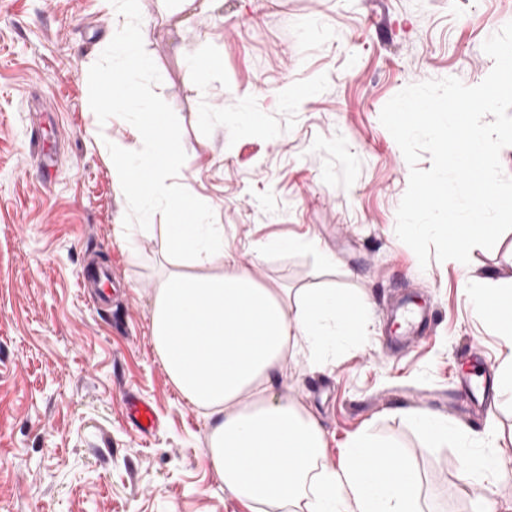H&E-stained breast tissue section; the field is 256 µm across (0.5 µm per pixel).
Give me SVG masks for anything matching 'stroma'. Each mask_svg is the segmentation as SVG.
Masks as SVG:
<instances>
[{"label": "stroma", "mask_w": 512, "mask_h": 512, "mask_svg": "<svg viewBox=\"0 0 512 512\" xmlns=\"http://www.w3.org/2000/svg\"><path fill=\"white\" fill-rule=\"evenodd\" d=\"M119 20L118 0H0V512H248L151 340V292L173 262L157 230L166 212L138 229L111 177L127 107L88 108L91 73L117 62ZM511 21L512 0H139L152 62L140 94L167 112L182 154L167 194L205 203L265 283L367 302L363 336L322 363L290 357L278 390L324 430L323 467L372 432L414 464L428 512H472L487 493L512 512V401L473 427L475 449L501 464L488 489L464 487L458 443H430L401 416L463 425L451 400L463 355L477 345L499 369L473 289L512 286V230L469 263L420 266L395 233L409 167L379 116L411 84H479L493 67L484 41ZM205 56L221 66L197 69ZM276 238L299 246L269 250ZM87 268L120 288L102 307L78 287ZM405 297L431 304L435 326L385 351ZM130 397L154 407V432L127 418Z\"/></svg>", "instance_id": "35a3bbf8"}]
</instances>
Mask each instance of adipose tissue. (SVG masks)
I'll return each mask as SVG.
<instances>
[{
    "label": "adipose tissue",
    "mask_w": 512,
    "mask_h": 512,
    "mask_svg": "<svg viewBox=\"0 0 512 512\" xmlns=\"http://www.w3.org/2000/svg\"><path fill=\"white\" fill-rule=\"evenodd\" d=\"M137 2L121 0V68L97 76L102 92L92 105H135L134 146L116 143L110 152L115 185L139 202L144 221L155 209L167 211L164 248L191 266L156 283L150 331L171 382L209 421L212 466L250 512H421L410 465L361 433L351 438L344 466L319 467L324 431L277 395L289 352L325 361L362 335L364 307L338 288L305 289L289 299L225 251L223 225L208 223L200 202L166 194L164 181L180 167L181 154L167 122L145 117L155 105L141 98L137 82L150 66L139 50L146 32L131 22Z\"/></svg>",
    "instance_id": "1"
}]
</instances>
